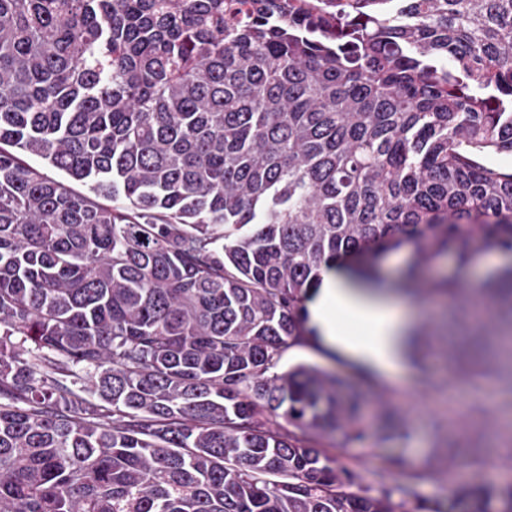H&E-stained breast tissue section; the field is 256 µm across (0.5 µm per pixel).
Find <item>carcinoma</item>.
<instances>
[{
    "mask_svg": "<svg viewBox=\"0 0 512 512\" xmlns=\"http://www.w3.org/2000/svg\"><path fill=\"white\" fill-rule=\"evenodd\" d=\"M491 153L512 0H0V512H399L322 448L370 438L349 378L277 368L325 272L381 292L406 248L394 291L464 336L411 363L512 385V266L468 281L512 253Z\"/></svg>",
    "mask_w": 512,
    "mask_h": 512,
    "instance_id": "obj_1",
    "label": "carcinoma"
}]
</instances>
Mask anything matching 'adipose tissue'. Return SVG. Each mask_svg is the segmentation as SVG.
<instances>
[{
  "mask_svg": "<svg viewBox=\"0 0 512 512\" xmlns=\"http://www.w3.org/2000/svg\"><path fill=\"white\" fill-rule=\"evenodd\" d=\"M310 313L327 345L347 358L382 374L402 366L411 312L394 296L355 290L331 271Z\"/></svg>",
  "mask_w": 512,
  "mask_h": 512,
  "instance_id": "ef3b65f1",
  "label": "adipose tissue"
}]
</instances>
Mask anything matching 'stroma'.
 <instances>
[{"label":"stroma","instance_id":"stroma-1","mask_svg":"<svg viewBox=\"0 0 512 512\" xmlns=\"http://www.w3.org/2000/svg\"><path fill=\"white\" fill-rule=\"evenodd\" d=\"M370 379L376 390L395 394L400 420L411 438L378 448L338 449L342 462L354 470L369 495L390 492L406 512H411L416 498H444L451 485L472 475L468 448H457V467L426 474L415 483L408 475L421 469L436 434L453 441L464 430L479 448L480 478L493 486L512 482V386L494 376L476 385L456 382L436 363L423 370L408 365L390 375L374 373Z\"/></svg>","mask_w":512,"mask_h":512}]
</instances>
